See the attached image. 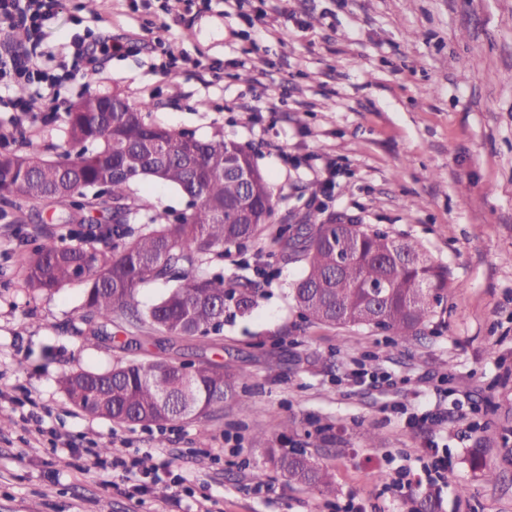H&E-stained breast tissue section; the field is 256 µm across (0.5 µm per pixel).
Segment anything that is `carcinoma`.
I'll return each mask as SVG.
<instances>
[{
    "mask_svg": "<svg viewBox=\"0 0 512 512\" xmlns=\"http://www.w3.org/2000/svg\"><path fill=\"white\" fill-rule=\"evenodd\" d=\"M123 111L103 108L88 96L66 113L70 149L55 159L0 152V201L11 197L52 201L75 211L112 209V220L85 216L70 242L48 241L32 248L26 284L52 292L84 287L80 325L73 332L91 342H110L112 326L123 323L129 337L120 348L129 356L106 371L80 370L60 378L78 410L117 425L200 422L223 409L241 377L209 359L185 365L138 356L144 344L196 341L215 346L224 323L251 314L261 289L250 281L226 280L200 271L204 258L259 242L273 214L272 190L255 166L250 149L216 135L200 140L145 121V107L122 101ZM236 159L252 172L254 205L248 223L234 216L241 187L224 180V164ZM159 181L188 198L174 219L151 213L146 197L132 186ZM275 243L303 273L290 296L303 321L326 328H364L395 336L410 347L448 302V269L423 247L350 220L324 222L310 213L293 235L280 229ZM175 282L155 303L139 306L142 285ZM268 463L288 483L322 496L336 493L330 468L304 448L270 449Z\"/></svg>",
    "mask_w": 512,
    "mask_h": 512,
    "instance_id": "1",
    "label": "carcinoma"
}]
</instances>
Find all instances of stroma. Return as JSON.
I'll list each match as a JSON object with an SVG mask.
<instances>
[{
	"label": "stroma",
	"instance_id": "1",
	"mask_svg": "<svg viewBox=\"0 0 512 512\" xmlns=\"http://www.w3.org/2000/svg\"><path fill=\"white\" fill-rule=\"evenodd\" d=\"M162 0H60L45 43L63 51L93 32L119 53L87 67L11 127L16 89H0V144L53 158L67 111L91 95L146 106L154 124L221 134L249 147L273 192L268 237L318 209L419 242L448 269V304L412 348L361 328L301 326L289 295L301 272L278 249L247 245L208 260V274L245 276L264 297L251 315L225 323L208 357L244 375L246 394L200 422L119 427L75 408L63 373L107 369L124 358L115 343L74 336L84 288L26 287L18 239L67 235L59 205L16 200V227L0 220V512H327L326 497L251 474L267 448H307L335 475L336 498L362 512H413L388 489L396 468L421 472L432 450L448 455L445 479L422 486L437 512H512V0H245L225 16L221 0L164 13ZM265 9L280 31L255 21ZM184 59L162 70L156 37ZM363 362L357 384L352 360ZM30 395L45 431L25 430L16 400ZM487 409L489 429L458 436L461 407ZM267 430L257 443L250 408ZM439 413L436 430L408 415ZM303 429L283 436L282 421ZM376 433L366 442L364 430ZM239 431L232 454L224 440ZM164 437V447L154 445ZM330 437L331 445L320 442ZM117 456L152 449L156 478L137 492L121 472L83 471L91 444ZM482 455L498 479L473 463ZM175 461L195 497L169 493ZM166 496H158V488Z\"/></svg>",
	"mask_w": 512,
	"mask_h": 512
}]
</instances>
